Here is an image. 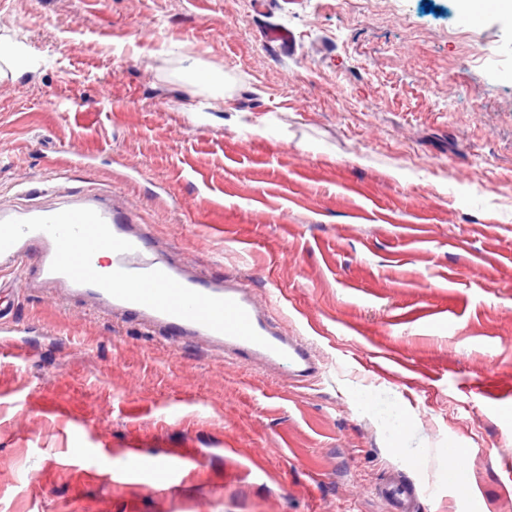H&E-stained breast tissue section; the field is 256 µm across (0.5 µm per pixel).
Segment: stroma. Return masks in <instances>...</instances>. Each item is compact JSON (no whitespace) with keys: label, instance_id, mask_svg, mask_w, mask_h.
I'll return each mask as SVG.
<instances>
[{"label":"stroma","instance_id":"stroma-1","mask_svg":"<svg viewBox=\"0 0 512 512\" xmlns=\"http://www.w3.org/2000/svg\"><path fill=\"white\" fill-rule=\"evenodd\" d=\"M0 36L25 47L0 79V208L134 207L161 252L306 329L320 368L295 382L25 289L29 356L0 359V512H387L393 475L419 512H512L511 18L465 24L459 0H0ZM192 67L223 71V97L191 96ZM46 396L86 427L38 417ZM131 442L196 455L161 491L128 471Z\"/></svg>","mask_w":512,"mask_h":512}]
</instances>
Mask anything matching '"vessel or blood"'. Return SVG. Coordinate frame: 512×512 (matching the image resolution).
<instances>
[{"mask_svg": "<svg viewBox=\"0 0 512 512\" xmlns=\"http://www.w3.org/2000/svg\"><path fill=\"white\" fill-rule=\"evenodd\" d=\"M100 216L118 237L132 243V251L112 253L108 271L123 269L130 272H146L159 269L185 287L219 298H229L239 303L248 313L254 329L267 341L266 346L213 331L199 323L156 311L150 307L116 299L103 289L73 282L69 277L50 269L55 255L51 236L42 231L24 235L7 251L0 253V356L19 359L23 350L14 339V326L8 325L12 317L19 290L12 282V275L29 272L35 279L55 285L58 296L78 293L92 303L94 316L119 314L138 325L144 333L161 335L167 341L180 344L191 342L262 368L284 370L289 378L314 376L317 372L315 359L304 336H291L281 330L269 315L268 301L258 299L251 287L237 276L228 275L216 280L206 277L191 263H180L157 253L151 242L147 225L136 224L128 218L100 209ZM35 410L46 418H54L68 424L85 425L86 419L77 415L70 404L63 400L44 398L38 400ZM194 457L190 448H170L156 454L139 443H130L127 458L132 471L149 474L157 487L169 490L173 487L176 470ZM389 512H417L414 492L401 481L392 480L379 489Z\"/></svg>", "mask_w": 512, "mask_h": 512, "instance_id": "b4317fda", "label": "vessel or blood"}]
</instances>
